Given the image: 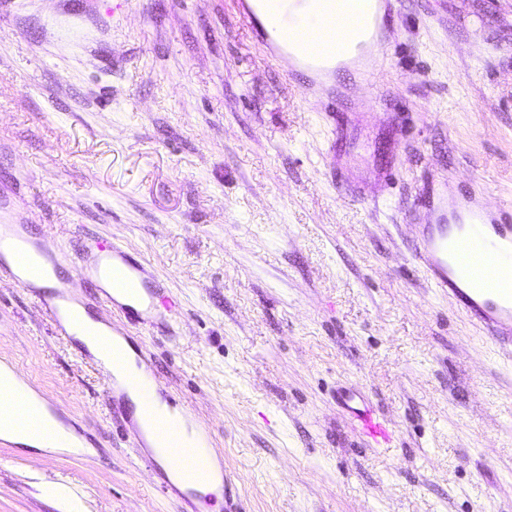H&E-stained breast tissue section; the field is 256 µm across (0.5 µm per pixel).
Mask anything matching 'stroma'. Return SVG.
I'll use <instances>...</instances> for the list:
<instances>
[{
	"label": "stroma",
	"mask_w": 512,
	"mask_h": 512,
	"mask_svg": "<svg viewBox=\"0 0 512 512\" xmlns=\"http://www.w3.org/2000/svg\"><path fill=\"white\" fill-rule=\"evenodd\" d=\"M238 0H0V222L109 238L180 315L143 326L224 466L219 503L164 489L126 397L0 279V362L87 447L0 439V512H512V366L414 258L427 179L512 207V0H402L362 161L326 104L251 44ZM397 432L374 448L336 399Z\"/></svg>",
	"instance_id": "stroma-1"
}]
</instances>
